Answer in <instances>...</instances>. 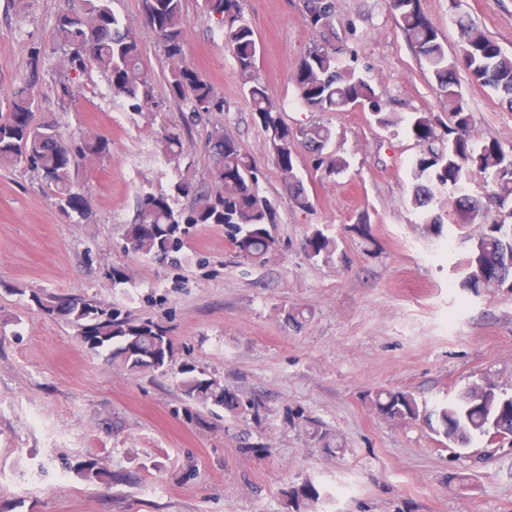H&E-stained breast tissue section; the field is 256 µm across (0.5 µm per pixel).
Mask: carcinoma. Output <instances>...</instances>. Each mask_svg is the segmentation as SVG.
Listing matches in <instances>:
<instances>
[{
  "label": "carcinoma",
  "instance_id": "obj_1",
  "mask_svg": "<svg viewBox=\"0 0 512 512\" xmlns=\"http://www.w3.org/2000/svg\"><path fill=\"white\" fill-rule=\"evenodd\" d=\"M80 12L57 16L51 44L64 54L70 72L97 68L110 76L112 92L123 97L129 107L141 112L153 106L151 78L143 65L140 39L136 31L116 17L110 0H84ZM145 24L162 45L169 61L166 83L170 96L185 104L191 120L224 110L209 82L185 58L188 19L186 0H140ZM243 0H204L205 8L216 16L218 29L235 60V73L253 114L269 136L274 164L299 209L311 207L303 181L296 172V153L302 145L316 154L318 167L331 175L343 171L346 161L326 151L331 131L324 124L293 128L286 123L281 108L272 100L257 74L259 52L254 29L245 18ZM399 28L434 79L441 97L448 103L447 119L429 114L400 116L386 110L376 87L355 69L340 64L347 47L335 25L336 0H302L301 11L314 39L298 62L294 83L299 102L314 112H344L359 105L382 127L406 124L420 147L412 163L413 201L419 208L429 205L434 190L446 188L460 225H477L475 242L465 260L462 287L475 294L495 279L499 287L512 290V150L493 141L478 143L471 135L472 114L460 90L458 72L471 82L489 87L512 109V55L474 24L458 20L462 45L459 54L448 56L434 22L424 13L421 0H388ZM40 52L29 63L27 77L5 93L7 111L0 113V167L26 165L40 177L66 215H86L87 199L79 190L80 168H91L109 154L108 143L99 136H87L73 146L57 123L36 120L38 100L34 86L38 80ZM170 159L184 154L183 133L165 135ZM213 157L211 189L196 197L192 210L181 216L172 209L168 197L148 193L143 196L133 223L126 225L124 239L133 252L157 261L179 249L184 224H222L229 230L239 256L263 260L275 246L276 210L259 195V170L238 142L216 128L208 141ZM483 175L489 186L485 200L473 197L465 173ZM494 210L498 219L483 220V212ZM336 249L333 238L320 230L304 242L306 254L314 259L330 256ZM38 309L76 328L77 337H94L90 351L106 352L109 358L131 373L163 374L175 356L166 333L150 320L120 317L105 305L78 297L32 296ZM180 391L189 404L186 415L202 421L194 406L220 407L228 412L259 414L261 405L244 402L224 387V383L193 367L181 370ZM378 414L393 422L425 423L436 435L459 451L478 440L512 447V393L497 385L475 382L454 399L433 407L421 404L413 394L382 390L372 399ZM315 443L330 454L344 451L338 436L321 422L301 418ZM78 473L103 482L120 478L94 463L78 466ZM289 512H310L321 498L319 487L308 480L285 491Z\"/></svg>",
  "mask_w": 512,
  "mask_h": 512
}]
</instances>
